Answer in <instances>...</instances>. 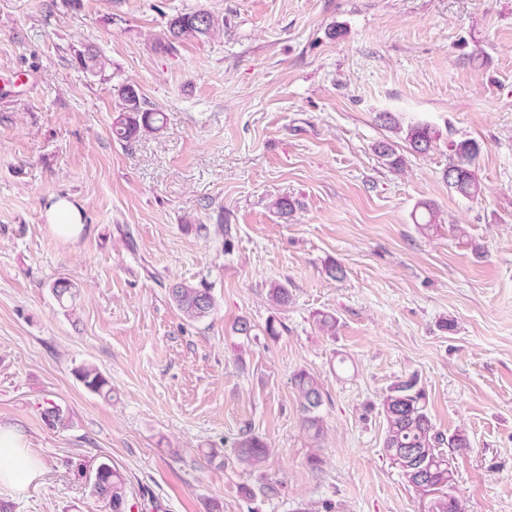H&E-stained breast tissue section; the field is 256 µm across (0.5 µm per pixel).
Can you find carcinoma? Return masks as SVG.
<instances>
[{
  "label": "carcinoma",
  "instance_id": "carcinoma-1",
  "mask_svg": "<svg viewBox=\"0 0 512 512\" xmlns=\"http://www.w3.org/2000/svg\"><path fill=\"white\" fill-rule=\"evenodd\" d=\"M217 27L218 20L206 10L181 12L169 19L166 31L155 38V46L169 50L177 42L207 36ZM76 59L84 70L95 74L106 68V60L95 53L80 52ZM118 97L121 106L112 121L113 137L119 141L130 142L143 132L156 133L162 130L164 113L145 108L136 86H119ZM378 120L384 127L404 134V140L413 152L426 154L433 149L435 134L429 125L409 123L403 127L399 119L390 112L380 113ZM450 150L453 157L449 159L446 169V175L450 176L448 187L464 198L478 197L481 184L473 170L479 155L478 144L471 139H463L452 142ZM374 152L391 168L403 165V158L387 140L378 142L374 146ZM169 295L177 309L190 321L209 316L215 308L210 288L203 282L197 286L173 282L169 285ZM75 375L93 393L105 397L112 393L108 379L93 365L76 368ZM291 382L298 393L305 429L314 437L320 436L323 432V417L319 413L323 405L321 383L305 369L296 371ZM381 406L386 422L384 450L413 448L422 457L429 454L435 458L434 464L428 469V477L440 495L434 499L431 512H462L461 503L452 494L456 478L448 466V457L442 448L448 446L463 450L470 447L465 434L456 432L446 437L436 431L427 412L426 395L418 387V379L414 376L391 384L383 395ZM267 451V444L253 435L241 437L235 446L238 463L247 467H254L262 462ZM94 491L106 501L110 512H130L128 483L123 474L110 463L102 462L97 466Z\"/></svg>",
  "mask_w": 512,
  "mask_h": 512
}]
</instances>
